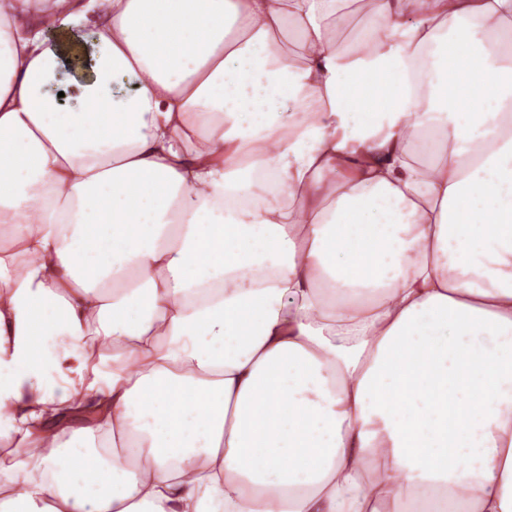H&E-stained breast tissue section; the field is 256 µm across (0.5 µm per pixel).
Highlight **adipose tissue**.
Returning <instances> with one entry per match:
<instances>
[{
    "label": "adipose tissue",
    "instance_id": "ef3b65f1",
    "mask_svg": "<svg viewBox=\"0 0 512 512\" xmlns=\"http://www.w3.org/2000/svg\"><path fill=\"white\" fill-rule=\"evenodd\" d=\"M0 223V512H512V0H0Z\"/></svg>",
    "mask_w": 512,
    "mask_h": 512
}]
</instances>
